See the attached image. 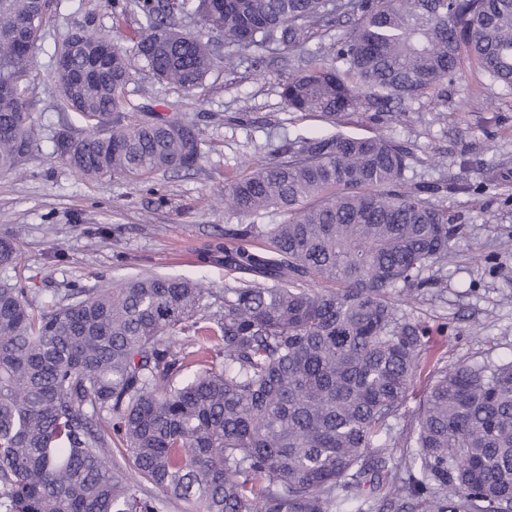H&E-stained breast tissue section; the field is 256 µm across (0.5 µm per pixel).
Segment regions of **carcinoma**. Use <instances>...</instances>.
Returning <instances> with one entry per match:
<instances>
[{"instance_id": "carcinoma-1", "label": "carcinoma", "mask_w": 512, "mask_h": 512, "mask_svg": "<svg viewBox=\"0 0 512 512\" xmlns=\"http://www.w3.org/2000/svg\"><path fill=\"white\" fill-rule=\"evenodd\" d=\"M54 0H0V173L18 171L39 131L30 121L33 48ZM141 16L136 54L185 90L215 65L179 17L250 55L301 48L345 14L329 50L340 68L291 76L289 112L333 123L382 113L456 75L462 60L512 87V0H114ZM66 157L78 177L146 179L204 157L198 126L126 97V51L92 13L52 55ZM407 152L385 136L299 137L226 179L224 208L281 224H226L203 255L238 273L215 291L140 276L70 288L44 310L9 282L0 239V508L5 512H160L141 482L187 512H371L363 478L397 447L428 330L402 305L431 286L462 229L403 188ZM335 285L315 289L308 283ZM178 333L193 336L185 345ZM224 356L212 361V350ZM200 365L184 376L190 359ZM392 495L412 512H512V360L433 370ZM128 467L112 459V441Z\"/></svg>"}]
</instances>
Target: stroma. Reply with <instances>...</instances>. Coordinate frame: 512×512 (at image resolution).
I'll list each match as a JSON object with an SVG mask.
<instances>
[{"label": "stroma", "mask_w": 512, "mask_h": 512, "mask_svg": "<svg viewBox=\"0 0 512 512\" xmlns=\"http://www.w3.org/2000/svg\"><path fill=\"white\" fill-rule=\"evenodd\" d=\"M93 11L100 28L129 50L128 99L196 122L208 142L197 169L160 173L152 183L76 177L53 156V137L65 121L55 104L54 44L77 10ZM137 15L112 17V0H54L34 50L29 112L41 139L22 174H0V237L14 236L19 262L12 279L35 307L72 284L112 285L141 274L187 277L221 291L231 276L202 262L199 251L239 218L224 208L226 178L273 159L299 137L332 132L384 135L408 152L404 183L431 185L429 201L445 209L465 237L447 260L427 270L432 281L405 311L432 328L421 354L418 390L443 365L512 359V88L471 65L433 93L405 99L381 114L359 111L332 127L292 114L280 97L289 76L336 58L324 30H312L300 50L284 47L222 59L201 85L187 91L158 81L134 54Z\"/></svg>", "instance_id": "35a3bbf8"}]
</instances>
